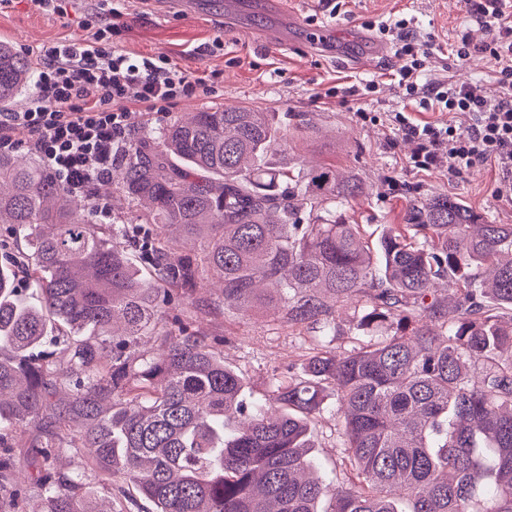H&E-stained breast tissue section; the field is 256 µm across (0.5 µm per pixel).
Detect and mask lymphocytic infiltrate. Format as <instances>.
I'll return each mask as SVG.
<instances>
[{
  "instance_id": "1",
  "label": "lymphocytic infiltrate",
  "mask_w": 512,
  "mask_h": 512,
  "mask_svg": "<svg viewBox=\"0 0 512 512\" xmlns=\"http://www.w3.org/2000/svg\"><path fill=\"white\" fill-rule=\"evenodd\" d=\"M466 5L490 39L475 46L461 38L457 55L464 60L478 51L493 60L498 98L487 100L471 84H419L430 46L413 37L411 21L403 17L380 28L395 34V52L404 60L395 77L405 109L395 120L414 145L411 159L418 169H430L443 157L452 173L494 161L502 171L497 192L512 197V0H466ZM111 36L109 16L100 12L87 38L43 45L26 105L0 113V153L26 146L77 199H91L95 184L110 176L125 151L130 106L162 110L195 96L202 85L165 57L137 59L124 53ZM417 108L466 112L472 122L464 130L422 123L412 115ZM19 130L25 139H16Z\"/></svg>"
}]
</instances>
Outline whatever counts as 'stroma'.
<instances>
[{
	"label": "stroma",
	"mask_w": 512,
	"mask_h": 512,
	"mask_svg": "<svg viewBox=\"0 0 512 512\" xmlns=\"http://www.w3.org/2000/svg\"><path fill=\"white\" fill-rule=\"evenodd\" d=\"M191 9L167 6L162 0H68L63 13L42 10L35 0H0V40L23 56L51 42L82 39V20L98 5L116 8L112 41L133 57L165 56L172 66L203 78L195 96L165 110L131 109L129 141L165 125L174 117L211 106H250L270 113L285 135L280 150L269 156L278 165L282 155L310 164H330L337 174L360 181L363 192L344 208L348 223L361 225L369 244L404 221L411 204L436 194L460 198L482 218L512 224V200L498 198V169L478 165L459 174L448 172L447 160L430 170L410 167L412 144L393 122L403 99L391 81L402 64L394 54L355 64L335 62L331 47L308 46V30L327 25L339 37L365 28L367 22L414 18L417 33L432 37L436 52L426 63L423 79L477 85L487 99L499 87L489 57L456 55L461 36L472 43L489 34L467 11L465 0H338L336 14L320 10L317 0H287L289 13L261 11L254 0H196ZM284 33L288 47L266 42L265 34ZM374 82L364 101L353 100L346 87ZM182 309L202 335L223 337L225 364L247 383L248 395L269 392L274 372L300 367L314 329L288 324L278 304L248 313L220 305L213 292L198 291ZM312 451L326 478L341 471L342 438L335 416L324 415L314 430Z\"/></svg>",
	"instance_id": "obj_1"
}]
</instances>
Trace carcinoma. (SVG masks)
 Segmentation results:
<instances>
[{"instance_id":"1","label":"carcinoma","mask_w":512,"mask_h":512,"mask_svg":"<svg viewBox=\"0 0 512 512\" xmlns=\"http://www.w3.org/2000/svg\"><path fill=\"white\" fill-rule=\"evenodd\" d=\"M31 79L0 41V106ZM277 138L268 113L217 105L140 137L117 180L136 224L96 223L37 158L0 153V448L35 430L28 473L0 454V512L31 488L37 512H99L94 478L154 512H512V224L433 195L373 249L342 219L361 184L317 166L296 189L288 160L267 165ZM168 227L200 255L172 256ZM208 275L225 306L265 303L264 284L319 332L269 405L224 366V340L168 318ZM352 299L357 346L339 352L334 309ZM330 394L336 483L310 476Z\"/></svg>"}]
</instances>
